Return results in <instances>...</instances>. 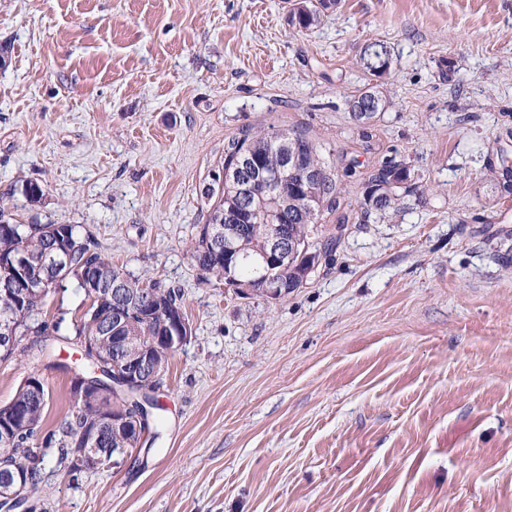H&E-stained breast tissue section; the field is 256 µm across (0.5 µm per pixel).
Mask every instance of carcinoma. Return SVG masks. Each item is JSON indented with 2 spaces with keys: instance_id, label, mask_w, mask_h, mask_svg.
<instances>
[{
  "instance_id": "1",
  "label": "carcinoma",
  "mask_w": 512,
  "mask_h": 512,
  "mask_svg": "<svg viewBox=\"0 0 512 512\" xmlns=\"http://www.w3.org/2000/svg\"><path fill=\"white\" fill-rule=\"evenodd\" d=\"M338 2L340 0H317L316 4L303 11V15L290 16V25L299 30L315 27L330 15L328 9L336 6ZM360 61L373 74H378L383 65L388 63L386 46L376 40L368 43L361 53ZM285 135L282 132L245 130L239 138L229 143L224 152V165L231 164L241 153L248 152L266 169L275 172L281 164L278 143ZM286 136L294 142L295 150L305 156L308 165L326 171L330 178L335 176L332 166L322 158L313 141L300 133ZM372 182L380 185L379 197L371 206L365 201L362 202V214L365 216L373 212L382 215L397 209L401 199L397 190L413 193L421 187L422 175L411 162L391 158L382 161L370 171L366 183ZM307 192L308 195L299 196L284 189L275 196L262 188L258 189L248 224L241 225V232L231 238L230 257L238 280L248 282L253 279V264L266 251L271 225L276 223L275 216L280 211L286 212L288 217V223L282 225V228L289 242L297 243L300 250L307 246L311 251L321 252L326 258L331 255L336 246V237L330 236L321 243H315L311 233L314 225L324 215H331L341 209V188L336 182L329 194L322 184L312 182L308 185ZM205 195L216 198V202L191 247V257L203 280L215 278L221 281L224 279V247L217 246L211 237L210 228L217 224H227V215L238 206V190L232 184H224L218 188L209 186ZM51 228L52 225L36 220L22 224L6 208L0 207V277L4 276V269L12 255L20 249L28 251L32 260H37L47 248ZM56 233L58 242L70 254L69 279L77 282V289L90 301L80 319L66 323V311L60 308L57 319L50 325L39 320L44 308L41 299H14L0 289V310L17 306L23 311L22 335L32 337V347L38 352L49 355L60 342H76L80 345L87 344V348H92L99 354H112V338L102 331V324L112 311V296L104 287L97 285L88 288L79 282V273L87 266L94 265L114 278L123 279L126 293L132 297L144 298L151 290L158 306L169 302L182 303L181 296L175 289L152 279L144 281L114 267L112 261L103 255L94 235L86 228L75 224H61ZM153 312L154 309L150 306L132 309L126 332L135 336L155 335L158 327L148 319ZM96 392L97 386L94 385L86 393L88 399L85 403L75 404L74 410L58 426L45 433L44 405L48 402V392L43 387L37 392L27 388L16 389L15 398L20 413L27 416L28 423L37 425V429L21 436L12 450L14 459L27 466L30 492H35L45 481L42 449L56 445L60 448V456L67 455V450L72 447L80 429L93 424L99 415L98 399L94 397ZM105 447L134 448L136 441L119 431L111 432L105 438Z\"/></svg>"
}]
</instances>
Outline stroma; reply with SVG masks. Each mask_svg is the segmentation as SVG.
Instances as JSON below:
<instances>
[{"label": "stroma", "instance_id": "stroma-1", "mask_svg": "<svg viewBox=\"0 0 512 512\" xmlns=\"http://www.w3.org/2000/svg\"><path fill=\"white\" fill-rule=\"evenodd\" d=\"M293 4L0 0V203L90 228L192 328L159 435L75 483L49 450L38 512H512V0H342L303 32ZM370 87L388 106L364 139L349 100ZM246 129L315 141L350 217L321 220L336 252L278 301L201 282L188 251ZM387 158L424 190L363 216ZM79 356L0 362V405L37 373L54 428ZM360 61L366 69L373 72V75L379 74L378 71L388 63L386 46L376 40L368 43L361 53Z\"/></svg>", "mask_w": 512, "mask_h": 512}]
</instances>
